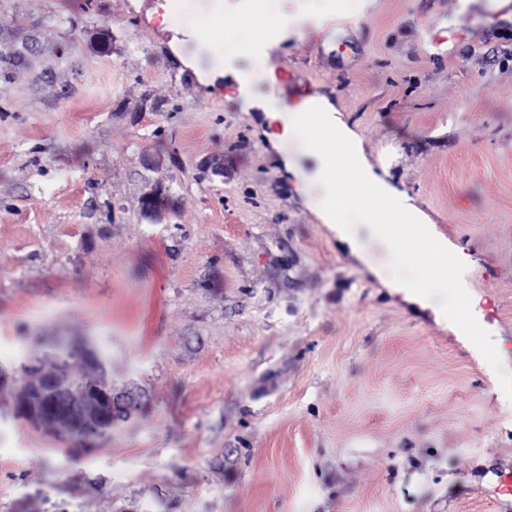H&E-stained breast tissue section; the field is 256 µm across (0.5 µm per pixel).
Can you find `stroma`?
<instances>
[{"label": "stroma", "instance_id": "obj_1", "mask_svg": "<svg viewBox=\"0 0 512 512\" xmlns=\"http://www.w3.org/2000/svg\"><path fill=\"white\" fill-rule=\"evenodd\" d=\"M273 4L173 0L161 32L154 0H0V512H512L495 371L324 224L321 161L265 117L328 100L470 253L512 375V0ZM59 336L138 396L88 451L12 414Z\"/></svg>", "mask_w": 512, "mask_h": 512}]
</instances>
